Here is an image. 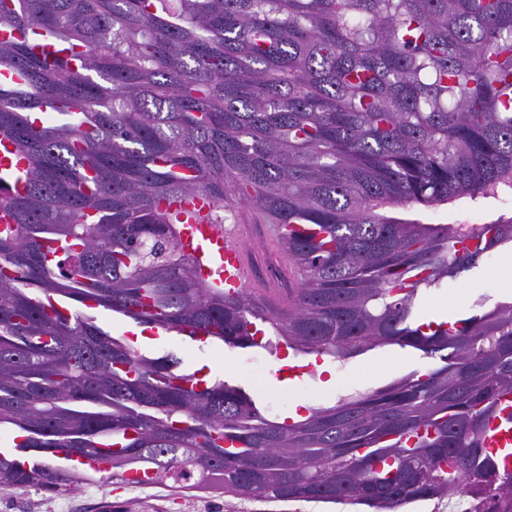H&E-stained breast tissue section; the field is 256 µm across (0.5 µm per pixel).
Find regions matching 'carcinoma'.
Listing matches in <instances>:
<instances>
[{
    "mask_svg": "<svg viewBox=\"0 0 512 512\" xmlns=\"http://www.w3.org/2000/svg\"><path fill=\"white\" fill-rule=\"evenodd\" d=\"M0 26L17 32L0 38V135L31 163L25 191L0 195L1 492L88 484L57 463L81 456L124 484L243 500L512 512V470L486 445L512 421V301L420 316L428 291L512 247V217L390 214L512 193V0H0ZM195 194L279 227L287 307L198 277L160 208ZM98 308L230 348L345 363L398 346L436 365L271 419L238 386L177 383L175 354L143 355Z\"/></svg>",
    "mask_w": 512,
    "mask_h": 512,
    "instance_id": "cac0c4a2",
    "label": "carcinoma"
}]
</instances>
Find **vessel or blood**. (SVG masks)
Instances as JSON below:
<instances>
[{"label": "vessel or blood", "mask_w": 512, "mask_h": 512, "mask_svg": "<svg viewBox=\"0 0 512 512\" xmlns=\"http://www.w3.org/2000/svg\"><path fill=\"white\" fill-rule=\"evenodd\" d=\"M30 162L16 144L0 136V186L18 193L25 187ZM172 213L181 222L180 235L202 277L228 291L254 287L252 269L244 254L242 230L214 223V204L208 197L172 203Z\"/></svg>", "instance_id": "1"}]
</instances>
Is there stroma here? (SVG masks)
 Returning a JSON list of instances; mask_svg holds the SVG:
<instances>
[{
  "label": "stroma",
  "instance_id": "35a3bbf8",
  "mask_svg": "<svg viewBox=\"0 0 512 512\" xmlns=\"http://www.w3.org/2000/svg\"><path fill=\"white\" fill-rule=\"evenodd\" d=\"M512 216V196L480 200L460 207L447 206L415 210V218L427 224H481L498 215ZM512 267V254L495 256L465 274L471 299H483L485 307L503 301L493 271ZM140 351L151 357L176 353L186 372L201 370L209 379L224 380L242 386L260 400L273 418L288 416L293 402L305 406L331 405L339 396L368 391L383 386L412 370L429 368V360L411 349L384 346L371 350L346 363H332L336 373L333 390H322L316 372L301 381L279 388L277 372L285 365L286 349L269 353L260 348L231 350L218 341L196 343L187 336L146 331L138 341ZM0 512H324L323 505L304 501H240L231 497L202 492H186L165 485L135 487L113 483L103 478L72 492L55 494L32 488L0 491Z\"/></svg>",
  "mask_w": 512,
  "mask_h": 512
}]
</instances>
